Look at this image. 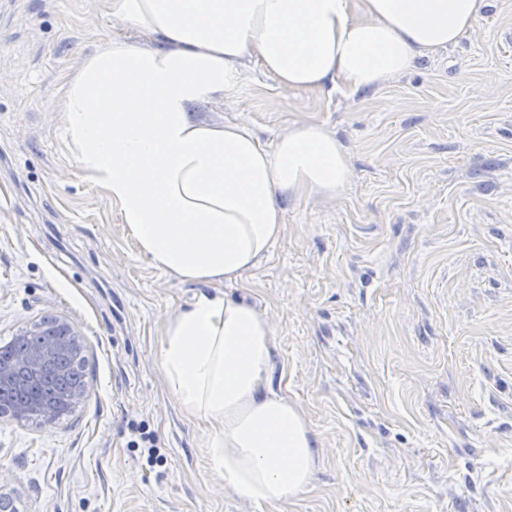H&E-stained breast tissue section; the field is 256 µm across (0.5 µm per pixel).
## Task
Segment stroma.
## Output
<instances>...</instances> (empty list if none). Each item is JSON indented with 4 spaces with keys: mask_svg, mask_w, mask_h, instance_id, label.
I'll return each mask as SVG.
<instances>
[{
    "mask_svg": "<svg viewBox=\"0 0 512 512\" xmlns=\"http://www.w3.org/2000/svg\"><path fill=\"white\" fill-rule=\"evenodd\" d=\"M126 33L100 0H0V338L65 319L87 379L53 424L0 417L19 512H512V0L379 88L286 90L248 61L199 106L265 145L319 124L349 158L336 196L283 199L269 258L226 289L271 324L273 387L317 438L282 505L230 495L168 395L164 328L200 287L139 253L54 110Z\"/></svg>",
    "mask_w": 512,
    "mask_h": 512,
    "instance_id": "stroma-1",
    "label": "stroma"
}]
</instances>
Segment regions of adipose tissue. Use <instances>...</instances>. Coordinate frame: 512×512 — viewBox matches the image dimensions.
Segmentation results:
<instances>
[{
  "instance_id": "1",
  "label": "adipose tissue",
  "mask_w": 512,
  "mask_h": 512,
  "mask_svg": "<svg viewBox=\"0 0 512 512\" xmlns=\"http://www.w3.org/2000/svg\"><path fill=\"white\" fill-rule=\"evenodd\" d=\"M489 0H105L135 40L107 38L56 110L83 175L111 199L152 266L205 290L167 324L168 394L210 427L234 497L285 503L310 483L316 441L272 388L274 331L226 286L280 239L283 198L333 195L349 179L336 138L300 124L264 146L242 122L194 110L233 95L243 59L288 90L382 86L455 44Z\"/></svg>"
}]
</instances>
